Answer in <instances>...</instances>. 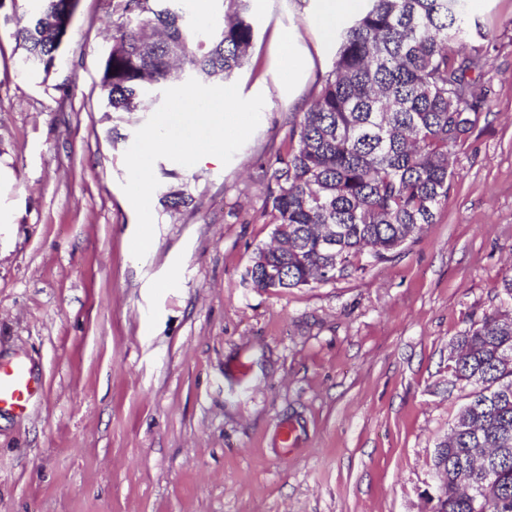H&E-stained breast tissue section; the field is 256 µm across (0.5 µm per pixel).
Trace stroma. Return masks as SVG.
I'll return each instance as SVG.
<instances>
[{"label":"stroma","instance_id":"obj_1","mask_svg":"<svg viewBox=\"0 0 512 512\" xmlns=\"http://www.w3.org/2000/svg\"><path fill=\"white\" fill-rule=\"evenodd\" d=\"M115 3L79 0L47 75L18 67L31 0L0 9V362L40 384L24 413L0 412V512H425L466 395L448 386L452 343L512 314V0H470L498 37L493 97L440 220L365 273L285 292L246 271L271 239L261 166L332 62L308 29L322 0H249L232 80L263 95L260 124L229 164L155 162L140 260L124 154L163 96L107 111ZM284 29L309 62L293 85ZM172 187L188 207L165 208Z\"/></svg>","mask_w":512,"mask_h":512}]
</instances>
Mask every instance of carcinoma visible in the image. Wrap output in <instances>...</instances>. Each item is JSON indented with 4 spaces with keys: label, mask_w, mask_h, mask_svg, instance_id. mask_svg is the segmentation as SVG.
<instances>
[{
    "label": "carcinoma",
    "mask_w": 512,
    "mask_h": 512,
    "mask_svg": "<svg viewBox=\"0 0 512 512\" xmlns=\"http://www.w3.org/2000/svg\"><path fill=\"white\" fill-rule=\"evenodd\" d=\"M219 26L183 24L169 0H119L101 78L106 106L130 112L172 77L177 59L201 83L222 82L246 62L254 30L245 0H227ZM67 0H34L17 30L20 65L50 73L65 40L60 17ZM468 0H368L336 29L330 69L314 103L299 114L289 147L264 165L263 212L275 244L256 249L247 270L253 286L284 291L363 271L402 250L435 224L454 185L452 155L463 148L491 102L483 80L494 35L471 24ZM279 271L275 284L265 268ZM470 359L452 363L451 385L470 388L460 411L480 426L432 462L448 459L437 512H512V450L490 469L501 497L487 501L461 489L484 475L466 467L468 449L512 441V317L494 311L458 337Z\"/></svg>",
    "instance_id": "obj_1"
}]
</instances>
